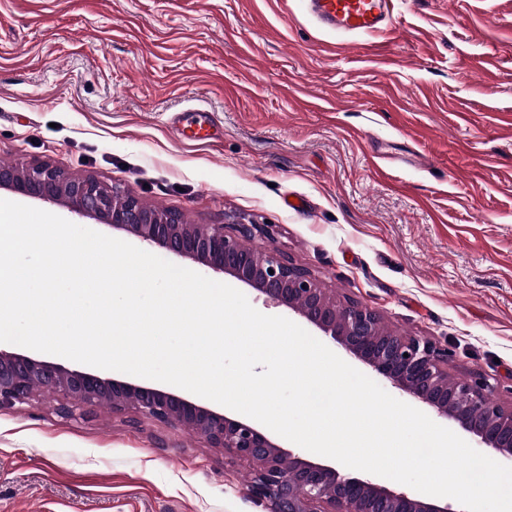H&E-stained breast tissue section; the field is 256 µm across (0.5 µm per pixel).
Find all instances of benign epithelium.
Segmentation results:
<instances>
[{"instance_id": "7a95c632", "label": "benign epithelium", "mask_w": 512, "mask_h": 512, "mask_svg": "<svg viewBox=\"0 0 512 512\" xmlns=\"http://www.w3.org/2000/svg\"><path fill=\"white\" fill-rule=\"evenodd\" d=\"M0 189L62 205L252 288L380 381L457 424L490 458L512 463V406L499 402L485 376L450 379L448 349L389 331L380 315L360 302L336 304L308 269L285 254L246 246L260 225L237 224L227 233L222 224H189L177 211L150 208L129 191L90 176L68 177L48 163L0 164ZM39 390L62 393L70 403L61 408L64 413L85 404L108 405L114 412L131 408L204 436L212 447L256 465L247 490L266 512H451L445 498L398 493L324 461L301 458L258 421L230 409H215L136 376L103 377L0 348V410L27 402Z\"/></svg>"}]
</instances>
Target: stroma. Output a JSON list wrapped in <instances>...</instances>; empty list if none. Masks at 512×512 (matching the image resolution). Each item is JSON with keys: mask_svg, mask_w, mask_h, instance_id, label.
Returning <instances> with one entry per match:
<instances>
[{"mask_svg": "<svg viewBox=\"0 0 512 512\" xmlns=\"http://www.w3.org/2000/svg\"><path fill=\"white\" fill-rule=\"evenodd\" d=\"M94 176L258 248L512 399V0H0V162ZM62 394L0 410V512H263L251 467ZM311 20L326 32L370 35L390 26L393 0H302Z\"/></svg>", "mask_w": 512, "mask_h": 512, "instance_id": "1", "label": "stroma"}]
</instances>
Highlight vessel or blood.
<instances>
[{
	"label": "vessel or blood",
	"instance_id": "b4317fda",
	"mask_svg": "<svg viewBox=\"0 0 512 512\" xmlns=\"http://www.w3.org/2000/svg\"><path fill=\"white\" fill-rule=\"evenodd\" d=\"M311 20L322 30L348 35H370L387 28L393 0H302Z\"/></svg>",
	"mask_w": 512,
	"mask_h": 512
}]
</instances>
